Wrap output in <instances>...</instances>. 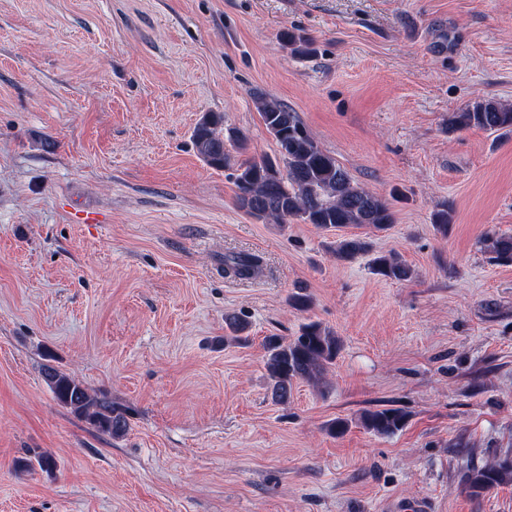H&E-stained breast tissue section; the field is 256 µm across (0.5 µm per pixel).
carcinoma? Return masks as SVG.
I'll list each match as a JSON object with an SVG mask.
<instances>
[{
	"instance_id": "1",
	"label": "carcinoma",
	"mask_w": 512,
	"mask_h": 512,
	"mask_svg": "<svg viewBox=\"0 0 512 512\" xmlns=\"http://www.w3.org/2000/svg\"><path fill=\"white\" fill-rule=\"evenodd\" d=\"M281 40L293 52L307 55L311 42L288 31ZM256 106L267 132L277 147H284V168L269 157L247 156V138L233 132L224 135V113L204 112L199 117L192 139L198 155L216 169L230 168L240 209L250 216L274 224L298 220L324 229L340 230L350 225L367 226L374 232L385 231L395 223L394 212L381 196L355 184L336 159L314 139L298 115L279 101L266 96L256 98ZM478 127L492 133H512V106L495 99H483L448 118V130ZM454 222L453 210L443 207L433 214L436 230L444 237ZM487 249L496 261L512 263V235L486 239ZM338 262H351L372 255L371 272L387 280L406 282L414 277L412 268L395 253H373L367 237H338L331 247ZM263 266L260 256L233 253L224 256V273L238 279H252ZM228 343H242L247 323L237 316L225 318ZM338 338L318 322L304 324L299 335L286 339L269 336L265 340V368L271 381L273 402L285 403L294 383L306 381L318 385L336 361ZM44 377L55 398L79 418L113 437L123 435L129 426L126 413L114 408L106 397L89 391L75 377L53 366L44 368ZM409 419L402 408L367 410L359 422L377 437H390L401 431ZM465 487L473 495L488 492L512 482V456L507 455L492 467H469Z\"/></svg>"
}]
</instances>
